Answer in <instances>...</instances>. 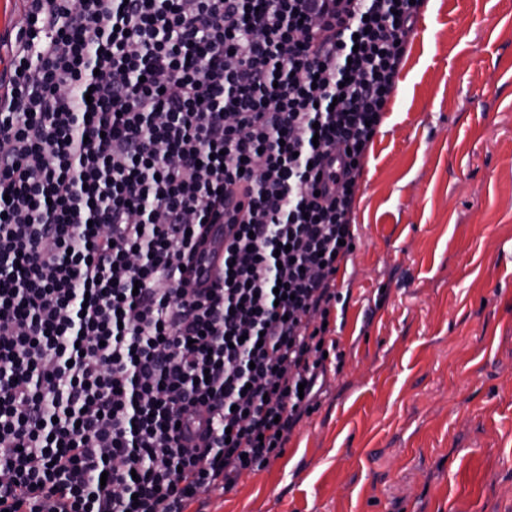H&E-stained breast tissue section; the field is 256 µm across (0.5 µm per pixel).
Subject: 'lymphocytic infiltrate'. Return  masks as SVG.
Here are the masks:
<instances>
[{
    "mask_svg": "<svg viewBox=\"0 0 512 512\" xmlns=\"http://www.w3.org/2000/svg\"><path fill=\"white\" fill-rule=\"evenodd\" d=\"M428 2L24 0L0 80V512H187L283 455ZM208 223L233 273L195 288Z\"/></svg>",
    "mask_w": 512,
    "mask_h": 512,
    "instance_id": "obj_1",
    "label": "lymphocytic infiltrate"
}]
</instances>
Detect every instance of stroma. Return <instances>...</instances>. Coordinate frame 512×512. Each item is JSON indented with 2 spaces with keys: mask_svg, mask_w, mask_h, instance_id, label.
I'll return each mask as SVG.
<instances>
[{
  "mask_svg": "<svg viewBox=\"0 0 512 512\" xmlns=\"http://www.w3.org/2000/svg\"><path fill=\"white\" fill-rule=\"evenodd\" d=\"M354 222L339 374L207 512H512V0H432Z\"/></svg>",
  "mask_w": 512,
  "mask_h": 512,
  "instance_id": "1",
  "label": "stroma"
}]
</instances>
